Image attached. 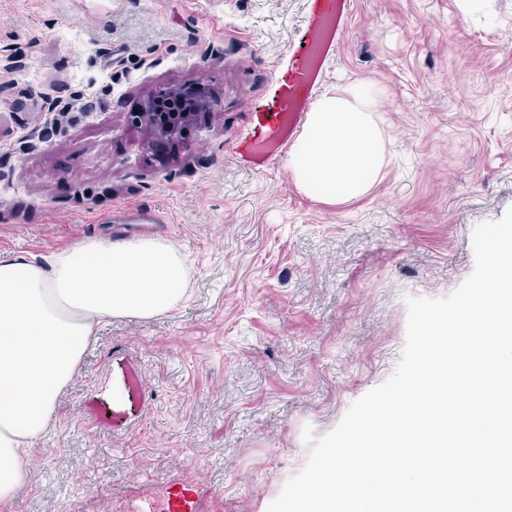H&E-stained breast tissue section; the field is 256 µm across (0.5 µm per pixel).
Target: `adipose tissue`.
<instances>
[{
	"instance_id": "obj_1",
	"label": "adipose tissue",
	"mask_w": 512,
	"mask_h": 512,
	"mask_svg": "<svg viewBox=\"0 0 512 512\" xmlns=\"http://www.w3.org/2000/svg\"><path fill=\"white\" fill-rule=\"evenodd\" d=\"M380 99L368 81L317 99L285 158L299 188L332 204L369 192L386 164ZM188 276L180 250L159 235L88 236L37 259L0 255V503L28 478V451L100 325L168 314Z\"/></svg>"
}]
</instances>
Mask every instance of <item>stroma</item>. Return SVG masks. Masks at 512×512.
<instances>
[{"instance_id": "1", "label": "stroma", "mask_w": 512, "mask_h": 512, "mask_svg": "<svg viewBox=\"0 0 512 512\" xmlns=\"http://www.w3.org/2000/svg\"><path fill=\"white\" fill-rule=\"evenodd\" d=\"M326 0H0V254L117 224L189 270L170 314L104 325L0 512H267L400 360L406 296L449 295L512 207V0H341L314 86L382 92L388 163L326 204L289 177L284 95ZM218 58L202 60L205 48ZM212 99L162 150V87ZM64 110H44V99Z\"/></svg>"}]
</instances>
